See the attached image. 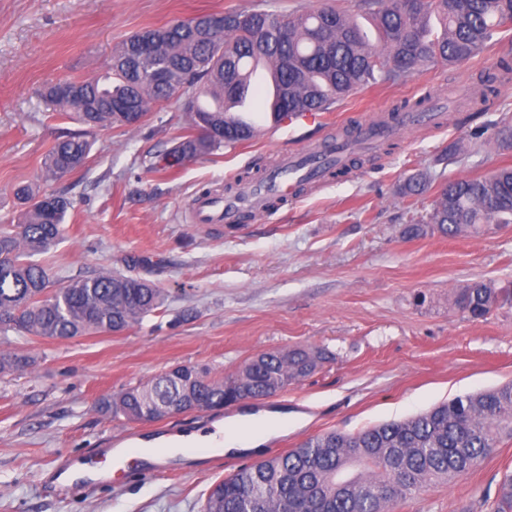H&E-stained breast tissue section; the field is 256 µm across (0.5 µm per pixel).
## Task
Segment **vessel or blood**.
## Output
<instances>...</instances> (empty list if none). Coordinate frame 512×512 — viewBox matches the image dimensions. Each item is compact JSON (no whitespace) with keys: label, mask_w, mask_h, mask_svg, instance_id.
<instances>
[{"label":"vessel or blood","mask_w":512,"mask_h":512,"mask_svg":"<svg viewBox=\"0 0 512 512\" xmlns=\"http://www.w3.org/2000/svg\"><path fill=\"white\" fill-rule=\"evenodd\" d=\"M327 123L326 112H294L282 119L279 127L289 138L299 139L308 133L322 130ZM398 128L372 117L365 119L352 143L327 137L315 148L284 156L279 168L271 172L270 184L274 185L277 193L284 195L290 189L293 179L307 177L319 180L328 168L345 163L348 146L379 143L396 135ZM266 197V188L259 185L241 186L238 194L230 199L220 194H203L197 196L192 203L193 219L199 224H235L240 221L243 209L255 213L264 212Z\"/></svg>","instance_id":"vessel-or-blood-1"}]
</instances>
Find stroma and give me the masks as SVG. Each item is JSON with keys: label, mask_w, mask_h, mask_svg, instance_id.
<instances>
[{"label": "stroma", "mask_w": 512, "mask_h": 512, "mask_svg": "<svg viewBox=\"0 0 512 512\" xmlns=\"http://www.w3.org/2000/svg\"><path fill=\"white\" fill-rule=\"evenodd\" d=\"M323 1L374 34L359 0H0V218L23 210L20 185L65 195L72 206L64 238L37 257L51 287L104 269L128 271V258L139 257L134 269L167 296L161 313L119 334L14 341L32 365L0 374V512H201L215 483L313 436L355 433L512 382V304L480 320L453 304L463 285L512 283V224L478 237L403 235L430 211L442 184L512 166V149L471 136L512 119V74L499 82L494 108L480 113L474 103L481 75L512 45V30L467 62L427 67L336 103L330 136L336 123L384 115L426 94L444 101L446 112L441 126L403 131L390 150L360 149L351 172L301 188L235 228L194 223V196L228 191L233 179L278 163L294 145L259 136L148 170L150 158L184 132L181 102L149 113L134 130H95L84 167L42 178L54 143L83 130L46 102V89L103 73L133 33L201 14L259 6L288 14ZM419 172L430 178L426 191L400 196V185ZM295 346L324 348L332 358L265 399L141 422L98 409L102 398L178 364L231 375L257 354ZM247 407L304 419L258 453L226 454L218 464L209 452L154 464L135 458L109 481L68 492L55 482L74 462L101 463L126 434L196 432ZM510 472L512 440L505 439L477 467L390 512H489Z\"/></svg>", "instance_id": "stroma-1"}]
</instances>
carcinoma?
Returning <instances> with one entry per match:
<instances>
[{"instance_id": "carcinoma-1", "label": "carcinoma", "mask_w": 512, "mask_h": 512, "mask_svg": "<svg viewBox=\"0 0 512 512\" xmlns=\"http://www.w3.org/2000/svg\"><path fill=\"white\" fill-rule=\"evenodd\" d=\"M360 6L374 21L375 43L328 4L288 15L228 10L138 31L112 52L106 73L65 79L45 96L89 132L137 128L150 105L186 99L188 131L161 158L173 166L254 136L228 106L239 99L256 58L266 59L274 73L279 111H320L357 89L394 84L425 67L466 62L512 28V0H360ZM433 12L441 25L438 33L429 26ZM143 36L158 41V57L141 61L131 55ZM158 67L167 72L162 85L150 79ZM90 150L84 133L58 140L45 157L44 178H57L63 167L70 172L82 168ZM427 183V175L419 173L405 181L400 194L419 195ZM16 195L29 207L18 223L0 224L1 334L70 339L122 332L160 313L164 291L138 276L106 272L49 287L46 270L32 257L62 239L71 202L28 185ZM490 224H512L511 166L446 184L421 222L408 225L404 234L477 236ZM508 302L511 285L486 282L466 285L454 299L473 318ZM328 359L329 353L317 348L264 352L228 377L181 364L104 399L101 411L138 421L150 406L178 403L188 395L198 410H221L245 396L271 397ZM31 363L15 348L0 349V373L23 372ZM504 438L512 439V383L355 434L330 431L311 437L216 484L203 512H389L398 500L472 470ZM493 512H512V473L501 480Z\"/></svg>"}]
</instances>
